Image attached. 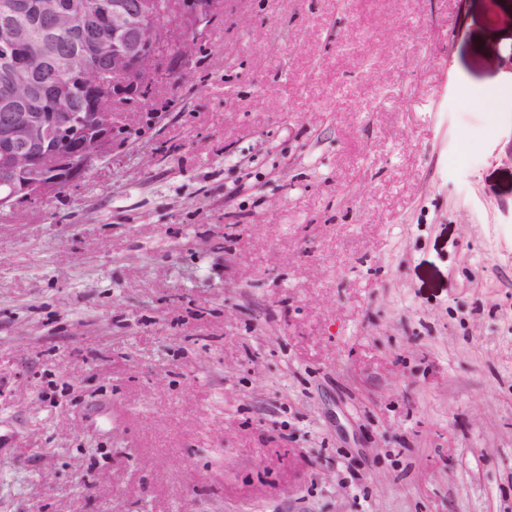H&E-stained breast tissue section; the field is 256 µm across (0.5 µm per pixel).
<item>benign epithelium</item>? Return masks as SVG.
<instances>
[{"mask_svg":"<svg viewBox=\"0 0 512 512\" xmlns=\"http://www.w3.org/2000/svg\"><path fill=\"white\" fill-rule=\"evenodd\" d=\"M157 2L97 0L88 9L77 34L92 40L99 55L112 54V83H102L98 73L70 66L63 58L68 81L52 90L59 107L67 105L78 88L95 91L96 122L87 127L76 126L64 112L30 111L41 94L34 77L44 62L25 50L28 30L18 17L27 16L34 26L48 24L52 45L63 55L57 36L70 33V9L60 0H23L0 7V81L8 87L17 75L27 78L23 92L0 101V162L13 183L11 192L0 195V209L42 200L62 183L80 180L95 161L107 156L116 130V94L136 90L140 98H150L156 85L174 76L163 57H176L177 69L184 74L191 70L195 46L208 38L220 0H170L163 28L150 23Z\"/></svg>","mask_w":512,"mask_h":512,"instance_id":"1","label":"benign epithelium"}]
</instances>
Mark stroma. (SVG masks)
Segmentation results:
<instances>
[{
	"label": "stroma",
	"instance_id": "stroma-1",
	"mask_svg": "<svg viewBox=\"0 0 512 512\" xmlns=\"http://www.w3.org/2000/svg\"><path fill=\"white\" fill-rule=\"evenodd\" d=\"M219 10L0 211V512H512V0Z\"/></svg>",
	"mask_w": 512,
	"mask_h": 512
}]
</instances>
